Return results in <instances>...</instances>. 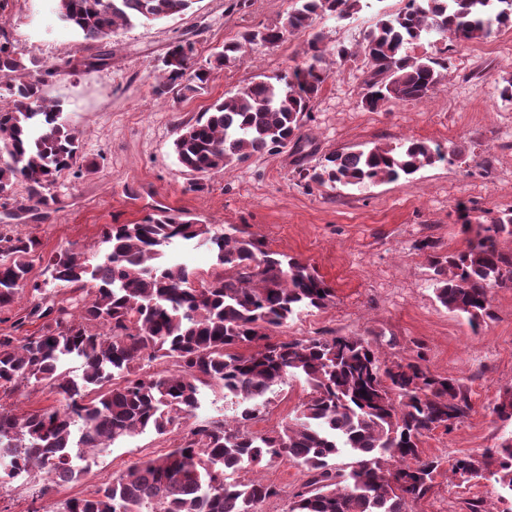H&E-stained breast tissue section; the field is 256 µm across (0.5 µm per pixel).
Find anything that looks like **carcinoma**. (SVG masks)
I'll use <instances>...</instances> for the list:
<instances>
[{
    "label": "carcinoma",
    "instance_id": "1",
    "mask_svg": "<svg viewBox=\"0 0 512 512\" xmlns=\"http://www.w3.org/2000/svg\"><path fill=\"white\" fill-rule=\"evenodd\" d=\"M58 18L88 44L105 43L135 22L173 19L196 0H53ZM287 25L248 30L224 44L215 67L228 66L246 47L275 44L287 30L310 25L313 16L343 19L362 0H298ZM512 28V0H409L384 14L357 49L340 47L336 57L361 55L370 67L362 102L374 110L402 100H421L443 85L451 65L437 42L487 39ZM432 42L434 52L410 49ZM310 62L273 76L258 75L216 101L194 123L178 126L173 150L190 188L207 176L259 152L275 153L288 142L300 147L301 128L330 75L318 41ZM58 68L33 75L9 41H0V153L15 164L0 166V199L25 186L22 210L58 203L51 187L65 173L79 176L78 131L63 109L43 93ZM158 96L185 98L204 89L211 68L198 66L190 45L174 46L163 60ZM438 144L406 140L367 149L334 151L320 168L298 169L319 184L370 185L409 177L447 160ZM512 237L506 209L466 249L428 262L436 300L471 326L494 317L491 290L512 286V253L498 245ZM204 239L215 263L209 272L162 261L174 246ZM103 259L89 263L73 249L49 256L54 287L30 279L29 258L40 240L0 229V314L24 295L28 306L16 327L38 324L26 336L0 333V488L39 470L48 484L76 482L82 471L71 449L108 448L152 430L165 435L195 416L201 389L219 385L238 399L232 421L199 420L165 454L132 463L127 471L89 496H74L46 512H261L280 489L262 478L234 480L281 457L307 480L292 494L289 512H413L434 487L441 460L421 448L427 433L449 432L471 410L470 398L452 377L435 376L418 361L389 359L365 337L288 338L269 331L295 316L327 308L331 288L310 264L268 249L259 236L232 224L213 230L182 213L159 209L134 224H111L101 233ZM83 367L80 379L67 363ZM163 360L171 368L149 373ZM301 378L309 392L293 417L276 429L254 432L251 423L267 407V393ZM39 386L60 405L19 412L21 389ZM493 412L512 425V389L499 395ZM346 455L339 466L335 459ZM465 483L491 480L501 490L500 509L484 500L470 512H512V437L499 447L457 457L449 469Z\"/></svg>",
    "mask_w": 512,
    "mask_h": 512
}]
</instances>
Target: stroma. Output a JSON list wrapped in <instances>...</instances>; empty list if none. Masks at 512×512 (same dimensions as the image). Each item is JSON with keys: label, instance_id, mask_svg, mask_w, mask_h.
I'll return each instance as SVG.
<instances>
[{"label": "stroma", "instance_id": "obj_1", "mask_svg": "<svg viewBox=\"0 0 512 512\" xmlns=\"http://www.w3.org/2000/svg\"><path fill=\"white\" fill-rule=\"evenodd\" d=\"M294 5L295 0H248L242 8L238 0H198L180 18L116 30L108 65L89 71L81 61L96 54V46L61 25L51 0H0V32L24 62L58 66L45 93L61 104L80 135L83 155L97 164L80 177L60 178L53 188L58 202L46 212L19 210L25 189L17 187L13 199H0V228L40 239L30 276L41 282L48 277L47 255L73 248L97 262L103 225L133 224L158 207L215 228L237 225L263 237L270 250L312 265L335 293L330 306L289 320L273 338L363 336L391 358L423 355L433 374L460 380L472 400L469 416L451 432L438 429L424 437L425 453L447 464L498 447L512 436L493 411L499 393L512 387V287L493 290V319L472 328L437 302L427 256L417 245L429 239L444 252L466 247L469 236L461 229L457 203L466 204L475 225L512 208V101L497 90L501 78L512 77V29L449 43L446 88L375 111L362 104L364 59L344 61L322 85L302 128L310 141L304 154L290 147L257 153L210 175L203 190H190L173 152L179 122L196 119L257 74L302 65L312 39L329 52L356 46L380 13L403 7L401 0H364L350 18L317 16L311 27L285 34L276 45L246 49L191 98L154 94L162 61L179 42L193 43L195 60L202 63L245 30L282 25ZM406 138L441 145L454 158L371 186L309 185L298 174L329 152ZM307 392L297 378L277 387L254 430L286 422ZM181 432L178 425L164 436L147 431L102 453H86L77 461L81 480L54 487L49 501L90 494L139 458L165 453ZM260 475L281 491L262 512H288L293 489L306 479L303 471L279 458L263 465ZM44 479L37 471L14 479L0 490V512H38L41 503L33 494ZM496 492L485 480L458 484L444 470L414 512H466L467 499L487 500Z\"/></svg>", "mask_w": 512, "mask_h": 512}]
</instances>
